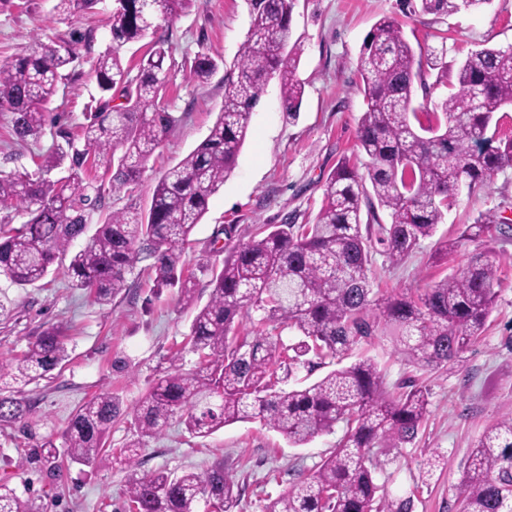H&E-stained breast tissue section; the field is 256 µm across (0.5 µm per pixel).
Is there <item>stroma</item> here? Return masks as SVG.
<instances>
[{
    "instance_id": "stroma-1",
    "label": "stroma",
    "mask_w": 512,
    "mask_h": 512,
    "mask_svg": "<svg viewBox=\"0 0 512 512\" xmlns=\"http://www.w3.org/2000/svg\"><path fill=\"white\" fill-rule=\"evenodd\" d=\"M56 2L0 0V63L38 35L75 41L77 53L71 65L74 76L59 85L50 106L53 120L39 138L18 142L8 114L0 112L1 174L35 170L53 151L58 129L79 133L86 107L98 94L87 72L90 58L110 42L106 21L113 0H101L95 15L76 21L61 19L54 10ZM419 2L296 0L292 39L300 48L297 76L305 84L300 112L288 117L278 79L269 80L236 168L211 197L184 248L185 272L195 281L197 306L206 304L211 269L224 259L211 249L218 229L236 225L234 241L239 244L269 224L311 223L336 164L344 158L359 168L366 163L356 148L364 110L357 60L364 38L380 19L402 22L417 61L440 51L452 72L468 51L512 46V0H484L452 15L421 11ZM248 23L245 0H196L191 12L170 22L169 45L176 65L163 95L177 125L135 189L113 187L104 167L90 169L106 196L104 212L93 214L92 223L102 222L105 211L148 204L158 178L205 138L224 103V84L218 75L200 84L189 63L204 52L233 63ZM88 28L95 31L89 47L77 41L79 32ZM477 220L491 224V232L476 241L461 239L465 225ZM507 224L512 225V167L473 192H461L435 236L421 241L404 261L394 265L382 253L372 255L371 286L379 294L428 287L459 272L476 252L499 265L500 284L487 329L465 352L462 365H414L385 336L357 345L349 356L353 362L374 360L391 394H398L399 384L409 379L429 392V413L415 444L403 454L390 450L379 457L378 484L390 498L411 497L413 512H455L452 489L463 477L474 443L512 412V236L499 232ZM445 240L456 243L457 249L444 258L437 250ZM128 282L130 294L103 307L58 272L37 287H0V298L8 297L14 307L9 317H0V360L20 355L52 325L62 326L69 352L68 362L47 378L21 388L11 382L0 387L4 393L17 390L36 401L34 432L17 424L0 426V485L40 498L48 512H125L129 471L120 459L134 433L129 412L168 370L174 354H181L183 370L197 366L196 355L185 348L194 308L183 306L176 289L156 290L148 272L134 271ZM102 391L111 392L125 410L113 422L106 443L112 464L92 469L66 462L60 474L48 472L34 455L41 437H60L75 410ZM344 430V425H336L333 433L292 448L279 433L257 422L230 424L200 438L173 420L158 438L147 439L138 470L202 473L224 461L247 486L237 512H261L267 496L289 488L290 470L312 472Z\"/></svg>"
}]
</instances>
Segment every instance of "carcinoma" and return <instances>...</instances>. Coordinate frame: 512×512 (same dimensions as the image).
<instances>
[{
  "instance_id": "carcinoma-1",
  "label": "carcinoma",
  "mask_w": 512,
  "mask_h": 512,
  "mask_svg": "<svg viewBox=\"0 0 512 512\" xmlns=\"http://www.w3.org/2000/svg\"><path fill=\"white\" fill-rule=\"evenodd\" d=\"M100 0H58L66 19L94 12ZM296 0H247L249 28L231 65L201 53L191 70L204 83L224 69V106L208 135L158 181L143 210L111 211L85 245L92 214L105 206L88 169L104 165L112 183L138 185L145 165L177 122L159 103L172 70L166 23L194 0H118L109 17L110 44L92 75L100 90L86 113L83 144L58 131L61 142L35 178L0 174V277L18 288L45 279L55 262L69 259L71 286L105 306L127 290V275L150 266L159 288H175L183 304L195 302V283L178 274L184 246L207 213L210 197L235 169L252 110L264 85L279 79L288 116L300 110L305 84L296 76L291 44ZM487 0H421L424 11L453 12ZM148 40L137 75L122 63L129 44ZM73 51L35 39L0 64V112L10 115L16 139H37L58 85L73 77L64 68ZM366 109L358 121L357 147L368 161L360 173L339 162L323 189L311 224H278L234 247L210 280L208 302L193 317L188 344L198 355L192 372L171 359V370L133 408L136 438L126 443L130 512H236L245 485L215 463L204 473H137L145 439L177 417L196 437L226 425L259 421L292 448L334 431L345 432L314 472L268 498L262 512H410L411 500L380 493L378 450L403 448L416 439L429 406L427 389L410 380L396 397L385 393L384 375L369 358L327 372L305 386H280L293 373L313 371L344 357L378 335L407 360L445 367L486 329L499 283V264L475 252L464 269L422 291L371 297L368 272L375 245L391 263L432 237L462 188H472L512 167V135L503 137L495 114L512 107V46L470 51L456 72V91L423 120L412 106L414 83L426 84L415 52L395 19H380L365 38L357 61ZM120 103H115V100ZM390 211L383 224L377 207ZM16 215L27 220L15 226ZM253 319L254 335L235 331ZM296 331L286 342L281 330ZM69 357L61 332L43 330L20 355L0 361V378L36 382ZM35 402L0 392V425L28 424ZM119 400L100 392L70 417L61 434L67 458L84 466L109 460L105 446ZM43 460L61 468L51 437L40 444ZM456 512H512V414L483 433L454 487ZM0 512H47L43 502L0 485Z\"/></svg>"
}]
</instances>
